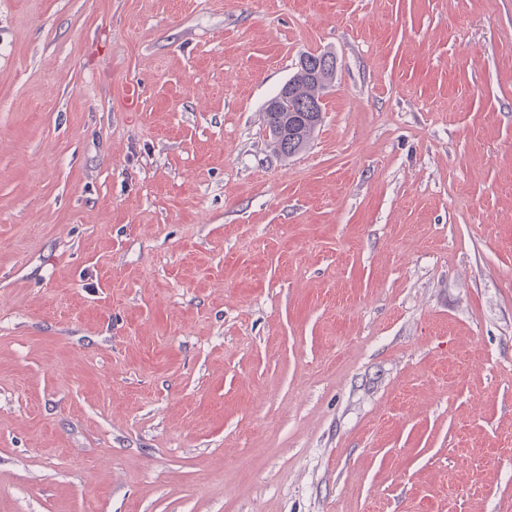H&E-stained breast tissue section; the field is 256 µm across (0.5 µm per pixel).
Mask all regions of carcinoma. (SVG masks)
I'll use <instances>...</instances> for the list:
<instances>
[{
	"label": "carcinoma",
	"instance_id": "cac0c4a2",
	"mask_svg": "<svg viewBox=\"0 0 512 512\" xmlns=\"http://www.w3.org/2000/svg\"><path fill=\"white\" fill-rule=\"evenodd\" d=\"M327 75L312 76L296 71L288 80V104L291 112H265L267 126L272 128L279 124L288 126V136L282 140L271 141L273 150L278 155L288 158L304 151L310 144L316 128L322 121V113L308 112L310 105L320 104L324 93L329 88L326 77H335L336 57H331Z\"/></svg>",
	"mask_w": 512,
	"mask_h": 512
}]
</instances>
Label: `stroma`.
Wrapping results in <instances>:
<instances>
[{"label": "stroma", "instance_id": "stroma-1", "mask_svg": "<svg viewBox=\"0 0 512 512\" xmlns=\"http://www.w3.org/2000/svg\"><path fill=\"white\" fill-rule=\"evenodd\" d=\"M0 512H512V0H0ZM318 54L324 57L329 56L333 62L329 66L326 76L316 77L305 74L298 67L288 80V89L287 85H284L283 90L281 88L266 104L271 111L268 112L266 108L264 111L267 126L270 129L279 124L288 126L287 137L271 141L274 152L282 157L288 158L304 151L322 121L323 113L318 109L303 112L309 105H319L321 108L322 97L330 87L326 78L330 76L332 82L336 74V57L329 52ZM289 104L295 112L288 109Z\"/></svg>", "mask_w": 512, "mask_h": 512}]
</instances>
